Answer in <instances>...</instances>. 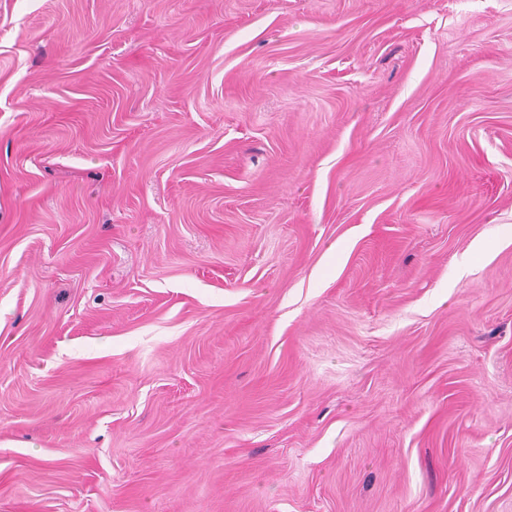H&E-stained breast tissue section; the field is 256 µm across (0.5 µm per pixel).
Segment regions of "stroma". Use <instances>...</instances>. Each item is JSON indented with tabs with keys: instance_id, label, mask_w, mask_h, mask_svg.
Instances as JSON below:
<instances>
[{
	"instance_id": "stroma-1",
	"label": "stroma",
	"mask_w": 512,
	"mask_h": 512,
	"mask_svg": "<svg viewBox=\"0 0 512 512\" xmlns=\"http://www.w3.org/2000/svg\"><path fill=\"white\" fill-rule=\"evenodd\" d=\"M0 512H512V0H0Z\"/></svg>"
}]
</instances>
